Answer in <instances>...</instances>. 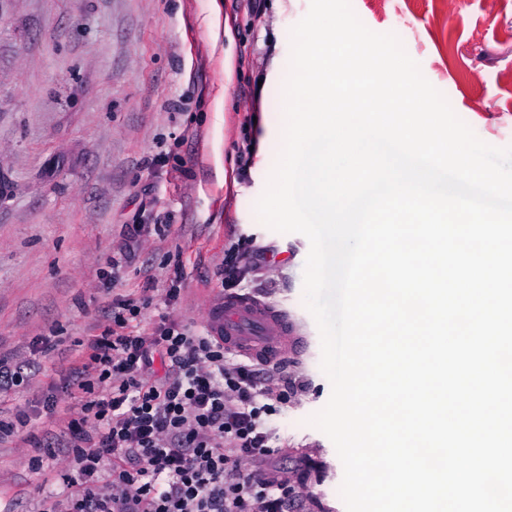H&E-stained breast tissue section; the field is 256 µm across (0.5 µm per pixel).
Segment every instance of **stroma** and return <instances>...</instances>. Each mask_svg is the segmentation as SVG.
Wrapping results in <instances>:
<instances>
[{
	"mask_svg": "<svg viewBox=\"0 0 512 512\" xmlns=\"http://www.w3.org/2000/svg\"><path fill=\"white\" fill-rule=\"evenodd\" d=\"M310 0H0V357L28 364L27 384L0 396V419L59 390L76 341L114 296L161 298L174 274L175 313L203 330L205 302L223 286L224 251L245 239L273 247L259 281L266 301L310 313L303 271L310 244L265 226L255 205L271 173L238 148L278 127L281 86L258 82ZM372 31L395 33L424 77L485 143L512 147V0H352ZM153 184L150 205L141 188ZM145 213L123 277L103 286L98 261ZM59 337L55 350L44 337ZM321 347L298 363L301 399L272 417L273 445L290 465L316 462L309 494L346 512L343 465L308 424L331 394ZM22 438L0 439V512H39L56 468L29 463Z\"/></svg>",
	"mask_w": 512,
	"mask_h": 512,
	"instance_id": "35a3bbf8",
	"label": "stroma"
}]
</instances>
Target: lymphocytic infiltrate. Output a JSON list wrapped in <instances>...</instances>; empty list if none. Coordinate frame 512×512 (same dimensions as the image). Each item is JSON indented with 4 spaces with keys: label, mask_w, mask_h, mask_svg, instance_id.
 Returning a JSON list of instances; mask_svg holds the SVG:
<instances>
[{
    "label": "lymphocytic infiltrate",
    "mask_w": 512,
    "mask_h": 512,
    "mask_svg": "<svg viewBox=\"0 0 512 512\" xmlns=\"http://www.w3.org/2000/svg\"><path fill=\"white\" fill-rule=\"evenodd\" d=\"M181 283L171 279L150 333L131 323L152 296L128 294L81 342L63 386L79 399L65 420L63 487L42 512H316L300 490L303 468L270 463L268 422L306 380L190 331L171 313ZM63 396H48L42 413L57 414Z\"/></svg>",
    "instance_id": "1"
}]
</instances>
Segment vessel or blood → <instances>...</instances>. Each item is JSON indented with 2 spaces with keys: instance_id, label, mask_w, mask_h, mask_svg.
I'll use <instances>...</instances> for the list:
<instances>
[{
  "instance_id": "obj_1",
  "label": "vessel or blood",
  "mask_w": 512,
  "mask_h": 512,
  "mask_svg": "<svg viewBox=\"0 0 512 512\" xmlns=\"http://www.w3.org/2000/svg\"><path fill=\"white\" fill-rule=\"evenodd\" d=\"M204 327L226 351L255 361L300 359L309 338L286 308L253 296L220 293L206 304Z\"/></svg>"
}]
</instances>
